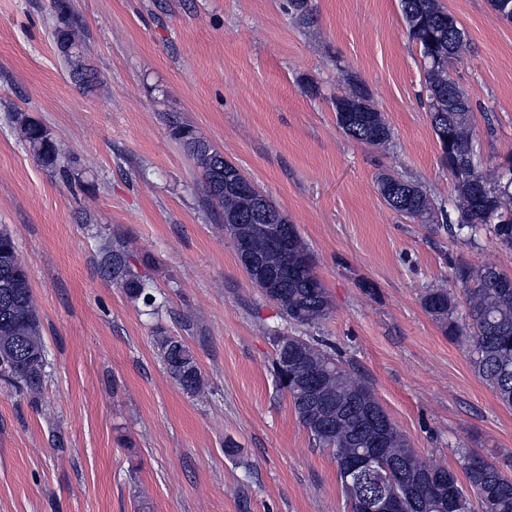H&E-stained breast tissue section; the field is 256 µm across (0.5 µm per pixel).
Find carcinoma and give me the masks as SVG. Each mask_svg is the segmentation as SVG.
<instances>
[{
	"mask_svg": "<svg viewBox=\"0 0 512 512\" xmlns=\"http://www.w3.org/2000/svg\"><path fill=\"white\" fill-rule=\"evenodd\" d=\"M402 17L409 39L419 46L426 60L424 90L431 126L440 148L441 161L453 185V208L436 211L432 199L415 182L382 173L377 191L396 214L441 227L453 240L474 243L481 233L492 236L512 249V186L505 187L502 174L490 179L481 170L474 153V129L470 103L448 73V62L466 48L467 38L457 19L444 10L439 0H401ZM57 21L54 42L75 82L84 85L93 76L80 63L75 40V19L70 0H54ZM347 90L336 97L351 102L359 111L345 123L336 115L337 126L349 138L385 149L393 132L384 117L368 104L366 90L346 77ZM36 160L44 167L60 170L62 154L51 132L21 112L13 114ZM170 134L187 152L198 169L202 194L217 212L229 215L240 209L239 196L220 188L214 169L224 165V155L206 139L187 138L194 127L169 121ZM254 250L275 271L288 273L284 290L288 303L280 307L285 320L300 327H313L326 319L332 309L328 290L315 271V259L295 226H290L288 249L269 248L259 237ZM99 252L101 274L121 288L135 303L154 307L153 284L139 271L147 260L134 259L128 243L104 236ZM509 275L493 265H460L453 268V288H428L421 297L425 311L448 339L463 346L473 369L495 392L501 403L512 407V282ZM0 377L18 389L38 392L47 366V348L42 323L35 305L29 275L18 256L11 233L0 228ZM153 341L172 380L184 391H201L205 378L190 346L181 336L159 330ZM272 374L279 390L290 399L295 413L316 446L331 451L337 471L357 462L369 450V417L383 410L372 388L348 365L336 359L309 336L294 333L273 337ZM288 364H283V357ZM317 385L308 399L304 383ZM401 461L414 474L438 476L445 468L423 459L410 440L395 428L382 436L374 467L358 481H341L351 512H365L368 498L378 492H398L407 499L410 512H421L426 504L411 485L392 482L383 464ZM467 485L454 479L448 493V512H469L465 489H470L486 512H512V477L495 464L470 454L462 457Z\"/></svg>",
	"mask_w": 512,
	"mask_h": 512,
	"instance_id": "carcinoma-1",
	"label": "carcinoma"
}]
</instances>
